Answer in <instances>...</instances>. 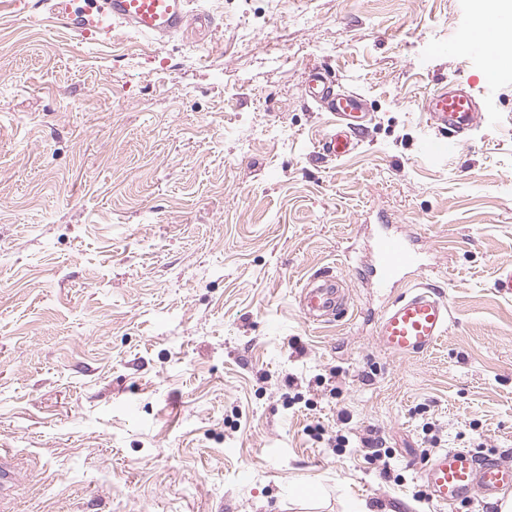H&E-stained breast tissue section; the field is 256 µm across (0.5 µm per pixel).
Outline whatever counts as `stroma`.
Instances as JSON below:
<instances>
[{"instance_id": "1", "label": "stroma", "mask_w": 512, "mask_h": 512, "mask_svg": "<svg viewBox=\"0 0 512 512\" xmlns=\"http://www.w3.org/2000/svg\"><path fill=\"white\" fill-rule=\"evenodd\" d=\"M211 25L102 43L0 0V448L7 512H442L431 446L512 462V68L487 93L481 0H193ZM370 128L317 159L308 67ZM441 79L483 114L421 151ZM421 237L451 309L430 352L375 342L355 270L379 215ZM340 320H304L309 277ZM345 447H337V436ZM389 448L376 456L375 444ZM314 495L298 498L297 487ZM300 305L304 318L313 323L347 310L338 279L328 275L313 277L304 284Z\"/></svg>"}]
</instances>
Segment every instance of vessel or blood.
<instances>
[{
    "mask_svg": "<svg viewBox=\"0 0 512 512\" xmlns=\"http://www.w3.org/2000/svg\"><path fill=\"white\" fill-rule=\"evenodd\" d=\"M53 23L82 39L104 42L112 37L113 23L165 43L184 32L192 22H206V13L192 12L190 0H43ZM302 93L331 116L314 146L316 156L338 160L354 151L369 129L371 114L365 98L352 91L339 92L330 73L309 67ZM429 136L423 150L433 155L455 156L481 122L478 103L467 87L444 81L423 100ZM375 258L368 278L380 288L396 287L408 270L419 266L420 256L405 236L382 227L374 244ZM307 321L345 311L347 302L337 279L308 280L300 294ZM451 312L446 298L430 284L418 283L389 301L377 318L375 341L389 355L407 358L429 352L448 332ZM430 499L443 508L460 503L483 504L512 491V464L492 456H479L460 448H445L425 460L420 468Z\"/></svg>",
    "mask_w": 512,
    "mask_h": 512,
    "instance_id": "b4317fda",
    "label": "vessel or blood"
}]
</instances>
